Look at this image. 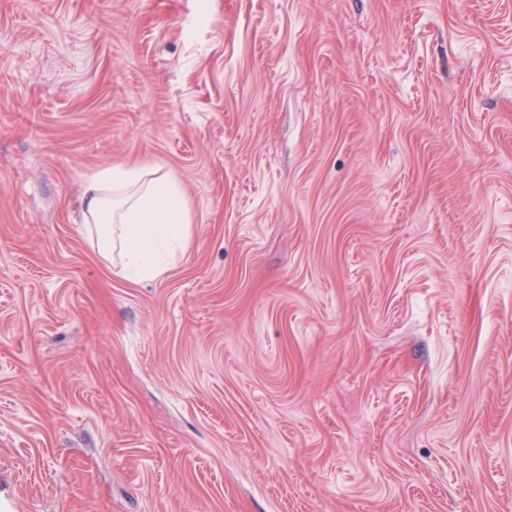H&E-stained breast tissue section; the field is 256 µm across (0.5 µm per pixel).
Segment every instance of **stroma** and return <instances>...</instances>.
<instances>
[{
	"mask_svg": "<svg viewBox=\"0 0 512 512\" xmlns=\"http://www.w3.org/2000/svg\"><path fill=\"white\" fill-rule=\"evenodd\" d=\"M0 512H512V0H0ZM159 166H112L85 186L84 224L95 225L101 253L122 261L121 273L158 277L168 270L165 254L183 250L191 224L178 179Z\"/></svg>",
	"mask_w": 512,
	"mask_h": 512,
	"instance_id": "35a3bbf8",
	"label": "stroma"
}]
</instances>
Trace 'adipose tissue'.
<instances>
[{"label": "adipose tissue", "mask_w": 512, "mask_h": 512, "mask_svg": "<svg viewBox=\"0 0 512 512\" xmlns=\"http://www.w3.org/2000/svg\"><path fill=\"white\" fill-rule=\"evenodd\" d=\"M84 222L94 226L97 246L119 254L122 272L158 277L167 252L185 248L191 222L178 179L158 166H115L96 173L85 186Z\"/></svg>", "instance_id": "adipose-tissue-1"}]
</instances>
